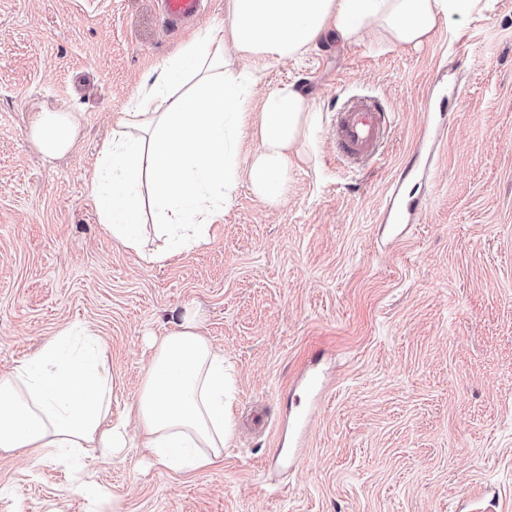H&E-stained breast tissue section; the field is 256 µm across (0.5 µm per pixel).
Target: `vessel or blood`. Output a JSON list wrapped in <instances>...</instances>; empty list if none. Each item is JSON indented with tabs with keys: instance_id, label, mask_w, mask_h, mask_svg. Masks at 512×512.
<instances>
[{
	"instance_id": "vessel-or-blood-1",
	"label": "vessel or blood",
	"mask_w": 512,
	"mask_h": 512,
	"mask_svg": "<svg viewBox=\"0 0 512 512\" xmlns=\"http://www.w3.org/2000/svg\"><path fill=\"white\" fill-rule=\"evenodd\" d=\"M205 0H159L160 24L175 31L198 19ZM390 117L369 97H350L337 112L335 122L336 155L357 168L373 160L389 132Z\"/></svg>"
}]
</instances>
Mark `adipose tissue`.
<instances>
[{"mask_svg":"<svg viewBox=\"0 0 512 512\" xmlns=\"http://www.w3.org/2000/svg\"><path fill=\"white\" fill-rule=\"evenodd\" d=\"M481 0H226L224 31L204 30L132 95L99 150L111 181L98 212L113 238L151 263L205 245L223 221L239 179L237 142L248 120L253 72L227 74L224 47L280 60L333 39L345 44L380 32L394 46H419L441 23L480 12ZM317 122L296 85L272 91L258 118L259 146L248 180L262 201L281 199L299 157L298 144ZM72 112H41L32 134L50 158L77 134ZM148 185L149 196L138 188ZM166 237L145 252L144 218ZM108 358L90 327L69 326L0 375V452L63 465L86 512H109L111 496L85 472L87 449L112 458L142 445L158 465L178 472L209 469L233 432L231 379L224 354L184 318L153 345L137 398L121 403Z\"/></svg>","mask_w":512,"mask_h":512,"instance_id":"1","label":"adipose tissue"}]
</instances>
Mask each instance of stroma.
Listing matches in <instances>:
<instances>
[{"label": "stroma", "instance_id": "35a3bbf8", "mask_svg": "<svg viewBox=\"0 0 512 512\" xmlns=\"http://www.w3.org/2000/svg\"><path fill=\"white\" fill-rule=\"evenodd\" d=\"M224 21L225 0L175 36L152 0H0V374L82 324L128 402L154 340L191 315L234 368V436L199 473L90 453L119 512H512V0L419 48L227 49L226 72L257 75L241 166L275 89L302 87L318 125L281 200L240 177L209 243L153 264L100 222V145L133 89ZM356 93L393 125L350 170L331 124ZM44 107L79 122L53 160L30 134ZM412 163L423 205L396 235L384 209ZM19 507L84 512L62 467L0 454V512Z\"/></svg>", "mask_w": 512, "mask_h": 512}]
</instances>
